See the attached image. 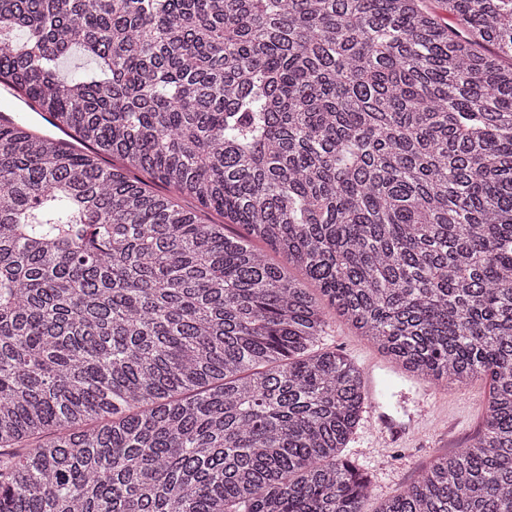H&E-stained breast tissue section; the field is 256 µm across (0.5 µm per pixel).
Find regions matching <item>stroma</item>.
Returning a JSON list of instances; mask_svg holds the SVG:
<instances>
[{
    "mask_svg": "<svg viewBox=\"0 0 512 512\" xmlns=\"http://www.w3.org/2000/svg\"><path fill=\"white\" fill-rule=\"evenodd\" d=\"M322 344L358 367L375 363L376 375L396 369L388 357L343 320H333ZM489 391L488 381L482 378L465 385L411 378L394 388L385 406L388 414L400 422L420 411L426 417L416 423L410 438L387 448L384 455L371 453L372 434L365 422L344 448L343 457L374 471L365 512H378L385 500L414 481L436 456L467 447L483 427Z\"/></svg>",
    "mask_w": 512,
    "mask_h": 512,
    "instance_id": "stroma-1",
    "label": "stroma"
}]
</instances>
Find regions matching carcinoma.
Returning <instances> with one entry per match:
<instances>
[{
  "instance_id": "1",
  "label": "carcinoma",
  "mask_w": 512,
  "mask_h": 512,
  "mask_svg": "<svg viewBox=\"0 0 512 512\" xmlns=\"http://www.w3.org/2000/svg\"><path fill=\"white\" fill-rule=\"evenodd\" d=\"M1 81L91 152L0 125V512H364L336 316L490 381L380 512H512V0H0Z\"/></svg>"
}]
</instances>
